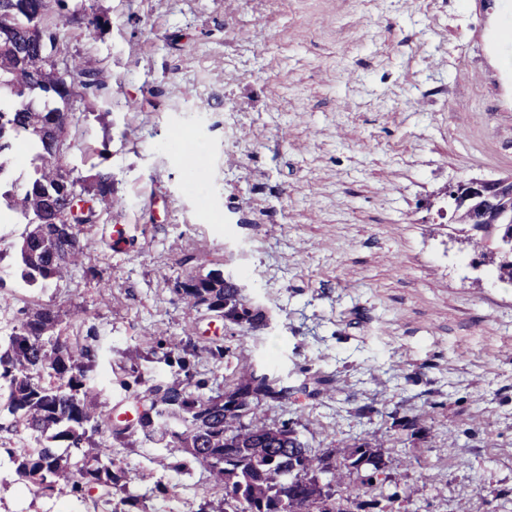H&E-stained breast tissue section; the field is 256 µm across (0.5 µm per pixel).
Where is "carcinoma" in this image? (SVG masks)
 I'll return each instance as SVG.
<instances>
[{"instance_id":"carcinoma-1","label":"carcinoma","mask_w":512,"mask_h":512,"mask_svg":"<svg viewBox=\"0 0 512 512\" xmlns=\"http://www.w3.org/2000/svg\"><path fill=\"white\" fill-rule=\"evenodd\" d=\"M9 2L18 22L42 23L44 43L26 45L21 67L0 71V129H5L0 199L24 223H41V235L21 238L16 249L22 277L44 285L61 279L75 263L84 250L82 232L98 223L97 201L114 195L112 171L95 161L102 152L88 146L82 149L87 175L77 177L83 204L75 202L73 193L58 184L69 157L36 134L38 127L72 122V99L105 93L106 84L89 61L61 50L69 24L96 30L104 21L94 15L67 17L66 0ZM21 39L18 28L0 31V61ZM22 136L34 141L36 153L33 175L21 182L10 179V173ZM63 212L70 213L72 223H56ZM196 262L193 253L182 256L180 265L189 271L173 283V294L203 318L222 321L234 313L233 328L262 335V319L252 314L246 295L224 284V270L217 267L201 277L192 271ZM20 314L0 349V408L12 417L10 431L35 442L7 453L18 477L38 496L65 489L84 499L96 491L94 508L100 512H146L141 504L147 496L175 497L176 486L150 470L138 475L145 492L130 486L112 449L139 443L159 445L172 456L188 455L175 466L182 473L189 471L190 460L205 469L214 495L200 497L195 512H296L295 502L311 504L312 512H365L364 506L378 505L379 496L399 498L392 464L381 471L375 464L358 469L347 463L353 448H382L379 438L316 449L287 436L288 427L297 426L294 418H266L264 404L288 405L295 394L307 392L306 382L292 386L246 362L224 378L219 391L197 370L192 341L178 348L159 337L147 360L164 362L171 374L147 378L136 364L124 371L121 385L142 404L134 421L126 422L94 394L89 379L95 351L62 328L65 311L46 304Z\"/></svg>"}]
</instances>
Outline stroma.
<instances>
[{
    "mask_svg": "<svg viewBox=\"0 0 512 512\" xmlns=\"http://www.w3.org/2000/svg\"><path fill=\"white\" fill-rule=\"evenodd\" d=\"M504 0H68L109 27L70 29L64 53L92 59L104 98L73 104L70 160L103 149L117 202L48 287L25 281L0 224V340L18 312L58 303L96 351L92 384L132 412L119 366L153 337H194L213 383L246 361L289 384L334 390L282 408L313 448L378 435L406 458L382 512H512V286L476 266L440 191L512 173V44ZM278 108H268L270 100ZM127 239L111 246L114 225ZM243 279L270 312L264 341L214 335L171 287L184 252ZM367 415H359L361 407ZM420 415L425 430L402 418ZM0 431V512H94L93 499L37 497L18 483ZM129 477L154 470L193 512L209 483L154 446L120 451Z\"/></svg>",
    "mask_w": 512,
    "mask_h": 512,
    "instance_id": "obj_1",
    "label": "stroma"
}]
</instances>
